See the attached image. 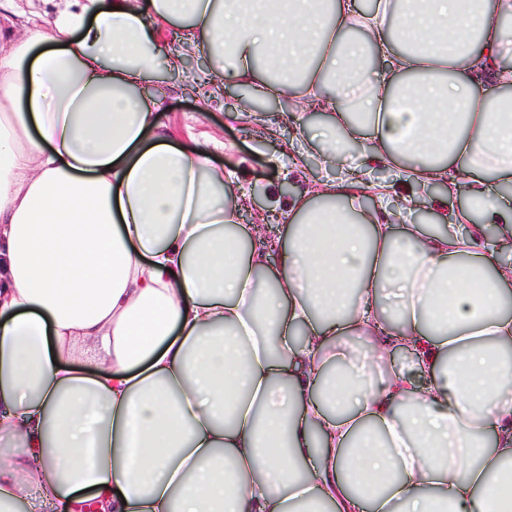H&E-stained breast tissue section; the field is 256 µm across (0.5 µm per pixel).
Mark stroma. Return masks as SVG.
Here are the masks:
<instances>
[{"label": "stroma", "mask_w": 512, "mask_h": 512, "mask_svg": "<svg viewBox=\"0 0 512 512\" xmlns=\"http://www.w3.org/2000/svg\"><path fill=\"white\" fill-rule=\"evenodd\" d=\"M208 65L207 57L196 56L187 59L177 72L170 69L166 59L156 60L155 70L161 79L159 88L165 93L159 121L179 144L205 149L213 165L234 171L245 192L241 204L243 223L261 224L268 232H277L284 219L266 214L265 193L269 186L286 185L296 194L303 189L305 181L333 183L339 176L335 167L323 162L314 147L324 119L308 117L306 106L298 99L270 110L275 126L269 131L244 119H231L225 109L241 103L245 96L242 88H227L225 106L221 109L182 88L186 75ZM367 182L386 183L393 188L387 197L368 194L366 202L374 209L395 208L404 196L416 203L426 199L421 187L401 186L400 172L395 168L374 169Z\"/></svg>", "instance_id": "1"}]
</instances>
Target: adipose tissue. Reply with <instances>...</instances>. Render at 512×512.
Masks as SVG:
<instances>
[{"instance_id": "adipose-tissue-1", "label": "adipose tissue", "mask_w": 512, "mask_h": 512, "mask_svg": "<svg viewBox=\"0 0 512 512\" xmlns=\"http://www.w3.org/2000/svg\"><path fill=\"white\" fill-rule=\"evenodd\" d=\"M33 2L0 0V512H512V0ZM182 25L209 96L327 111L341 176L268 189L277 239L158 123ZM372 165L442 189L438 232L362 204Z\"/></svg>"}]
</instances>
